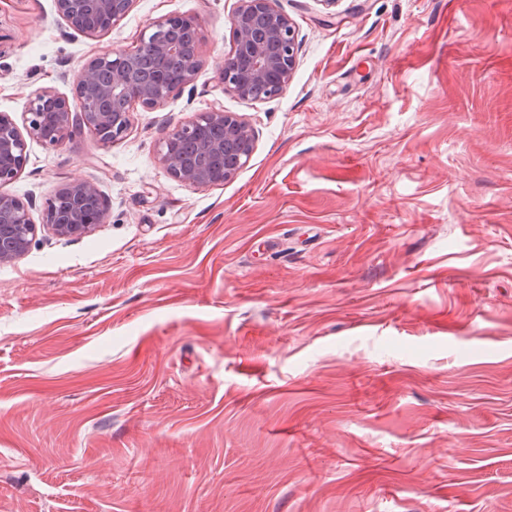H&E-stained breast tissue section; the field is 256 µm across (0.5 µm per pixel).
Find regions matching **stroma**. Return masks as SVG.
Wrapping results in <instances>:
<instances>
[{
    "instance_id": "stroma-1",
    "label": "stroma",
    "mask_w": 512,
    "mask_h": 512,
    "mask_svg": "<svg viewBox=\"0 0 512 512\" xmlns=\"http://www.w3.org/2000/svg\"><path fill=\"white\" fill-rule=\"evenodd\" d=\"M237 0H134L103 37L0 0V113L165 15L202 65L125 138L27 143L41 219L0 264V512H512V0H278L279 96L225 92ZM221 102L256 143L193 188L161 138ZM107 216L97 184L79 181L65 184L48 200L39 226L57 238L70 239L104 224Z\"/></svg>"
}]
</instances>
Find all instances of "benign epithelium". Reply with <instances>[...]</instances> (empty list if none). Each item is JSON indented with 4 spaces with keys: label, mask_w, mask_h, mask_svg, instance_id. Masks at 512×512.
Masks as SVG:
<instances>
[{
    "label": "benign epithelium",
    "mask_w": 512,
    "mask_h": 512,
    "mask_svg": "<svg viewBox=\"0 0 512 512\" xmlns=\"http://www.w3.org/2000/svg\"><path fill=\"white\" fill-rule=\"evenodd\" d=\"M134 0H55L57 15L93 37L112 32ZM230 51L217 63L224 90L242 99L280 95L291 82L299 49L293 23L277 0H238L228 19ZM135 49L108 45L81 66L73 97L37 90L25 112L24 128L0 113V264L22 258L42 229L62 239L78 237L106 222L108 211L97 184L68 183L48 200L41 224L31 205L4 191L21 174L27 139L62 145L89 131L103 145L127 136L134 106L156 109L190 85L202 64L200 21L168 15L148 25ZM253 127L217 101L208 111L169 131L158 161L190 187L220 185L238 174L255 147Z\"/></svg>",
    "instance_id": "benign-epithelium-1"
}]
</instances>
